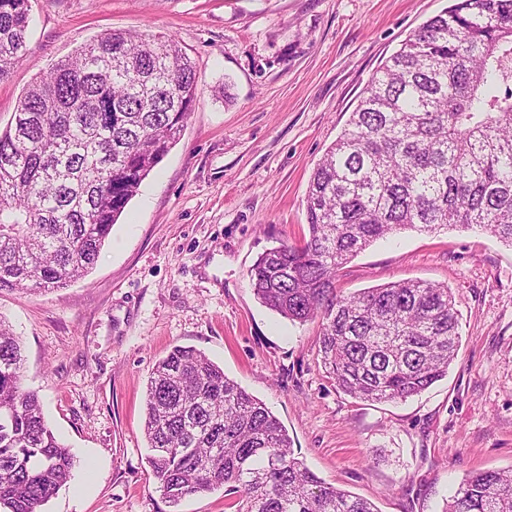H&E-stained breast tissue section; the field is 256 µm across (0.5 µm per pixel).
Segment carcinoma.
<instances>
[{"label":"carcinoma","mask_w":512,"mask_h":512,"mask_svg":"<svg viewBox=\"0 0 512 512\" xmlns=\"http://www.w3.org/2000/svg\"><path fill=\"white\" fill-rule=\"evenodd\" d=\"M30 0H0V81L28 53ZM193 62L168 36L107 32L56 63L0 131V291L64 288L93 268L197 102ZM308 236L262 253L257 299L322 317L336 389L405 400L446 376L458 313L443 285L351 295L337 272L402 229L479 227L512 247V0H455L376 70L310 178ZM23 347L0 321V512H41L74 457L22 384ZM148 463L168 503L225 488L230 512H377L296 457L266 405L191 346L148 381ZM445 512H512V475L475 472Z\"/></svg>","instance_id":"cac0c4a2"}]
</instances>
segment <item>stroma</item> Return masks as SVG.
<instances>
[{
	"mask_svg": "<svg viewBox=\"0 0 512 512\" xmlns=\"http://www.w3.org/2000/svg\"><path fill=\"white\" fill-rule=\"evenodd\" d=\"M27 58L0 81V129L23 91L99 34L174 37L198 98L91 271L47 292L0 291L22 382L75 458L43 512H171L142 425L148 379L176 346L204 352L286 428L326 484L378 512H443L467 474L512 469V247L478 228L404 230L348 262L347 295L400 280L448 286L460 347L420 395L338 391L320 319L255 297L258 256L307 232L315 165L371 75L450 0H30Z\"/></svg>",
	"mask_w": 512,
	"mask_h": 512,
	"instance_id": "stroma-1",
	"label": "stroma"
}]
</instances>
